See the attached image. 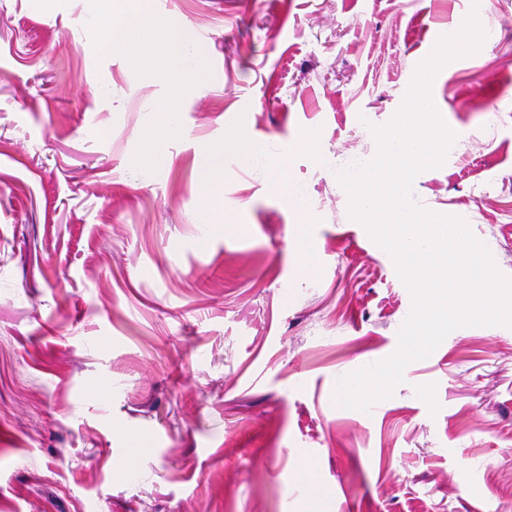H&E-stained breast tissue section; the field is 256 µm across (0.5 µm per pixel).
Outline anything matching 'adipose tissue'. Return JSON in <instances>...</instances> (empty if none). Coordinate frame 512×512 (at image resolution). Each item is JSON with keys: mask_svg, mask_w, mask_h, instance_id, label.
<instances>
[{"mask_svg": "<svg viewBox=\"0 0 512 512\" xmlns=\"http://www.w3.org/2000/svg\"><path fill=\"white\" fill-rule=\"evenodd\" d=\"M147 0H94V11L105 24L99 30V44L105 51L122 50L136 64L149 62L157 79L170 83L175 95L161 108L159 129L170 130L179 123L180 99L206 68L192 52L190 39L171 30L161 16H146ZM233 147L242 165L265 172L274 184V193L288 203L300 226L291 240V250L297 258L299 275L315 272L316 264L311 243L304 233L303 224L310 217L302 203V193L287 178L289 156L285 153L270 155L247 141L237 138Z\"/></svg>", "mask_w": 512, "mask_h": 512, "instance_id": "ef3b65f1", "label": "adipose tissue"}]
</instances>
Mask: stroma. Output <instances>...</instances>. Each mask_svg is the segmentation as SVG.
<instances>
[{
  "instance_id": "obj_1",
  "label": "stroma",
  "mask_w": 512,
  "mask_h": 512,
  "mask_svg": "<svg viewBox=\"0 0 512 512\" xmlns=\"http://www.w3.org/2000/svg\"><path fill=\"white\" fill-rule=\"evenodd\" d=\"M470 6L150 0L208 69L146 167L168 84L99 49L93 0H0V512H304L306 461L321 512H512V328L447 337L370 412L333 402L412 308L339 167ZM478 16L481 50L431 89L456 138L412 196L512 277V0ZM231 137L290 152L312 276L294 213L233 151L208 197L205 152ZM291 250L298 259L296 265L297 272L300 276H309L316 270L314 261V253L311 243L302 229L295 232L291 240Z\"/></svg>"
}]
</instances>
